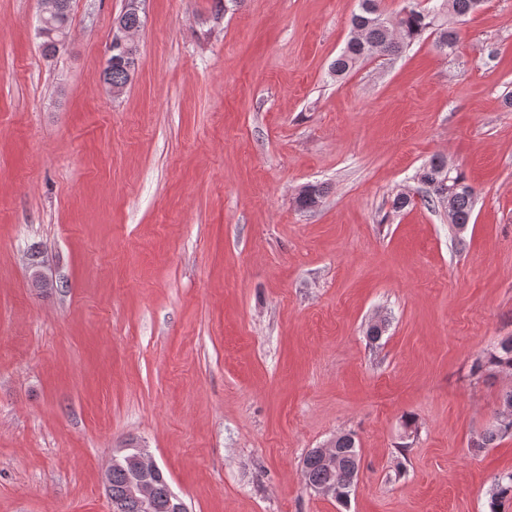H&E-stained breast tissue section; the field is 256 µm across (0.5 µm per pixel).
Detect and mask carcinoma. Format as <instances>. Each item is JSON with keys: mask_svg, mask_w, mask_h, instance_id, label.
<instances>
[{"mask_svg": "<svg viewBox=\"0 0 512 512\" xmlns=\"http://www.w3.org/2000/svg\"><path fill=\"white\" fill-rule=\"evenodd\" d=\"M483 0H434L428 9L411 8L403 10L396 20V29H391L381 7L382 0H359L358 11L351 19L353 36L344 49L332 62L331 71L340 76L348 73L359 61L377 55L390 56L401 45L421 37L433 28L436 15L443 10L451 12L462 24L482 4ZM138 49L132 48L126 57L112 63V93H121L132 80L136 71L135 60ZM420 182L426 187L424 201L429 205L440 204V199L448 185L460 184L449 210V223L467 224L473 212L475 190L467 183L464 173L458 169H448V163L441 157L432 158L418 173ZM325 193L320 184L301 186L295 196V204L301 210L316 208ZM493 372L512 376V336L501 340L486 355L474 362V372ZM504 435H512V389L504 392L496 413V424L474 441L472 448L480 452ZM336 448L338 464L328 465L318 449H311L303 461L306 484L310 487L332 485L336 487L335 499L346 501L358 480L360 454L355 437L344 433L331 442ZM128 473L121 468L112 470L108 497L115 512H141L138 502L128 494ZM490 512H502L505 504L512 502V471L495 478L489 490Z\"/></svg>", "mask_w": 512, "mask_h": 512, "instance_id": "cac0c4a2", "label": "carcinoma"}]
</instances>
